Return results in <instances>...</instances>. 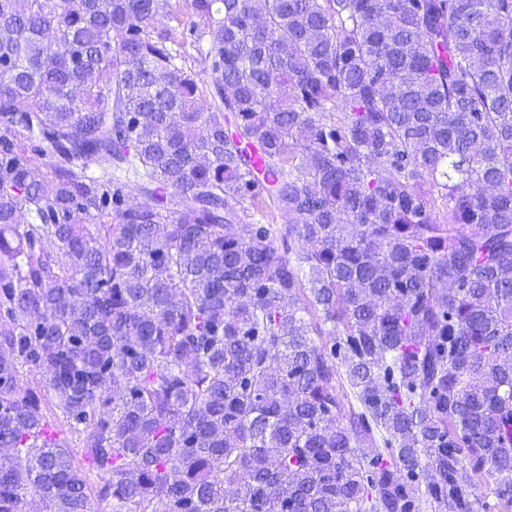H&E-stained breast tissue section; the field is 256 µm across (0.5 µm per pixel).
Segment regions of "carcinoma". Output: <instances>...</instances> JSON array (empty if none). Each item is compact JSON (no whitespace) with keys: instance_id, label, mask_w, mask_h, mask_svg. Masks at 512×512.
<instances>
[{"instance_id":"carcinoma-1","label":"carcinoma","mask_w":512,"mask_h":512,"mask_svg":"<svg viewBox=\"0 0 512 512\" xmlns=\"http://www.w3.org/2000/svg\"><path fill=\"white\" fill-rule=\"evenodd\" d=\"M186 2L0 0V512H512V0Z\"/></svg>"}]
</instances>
